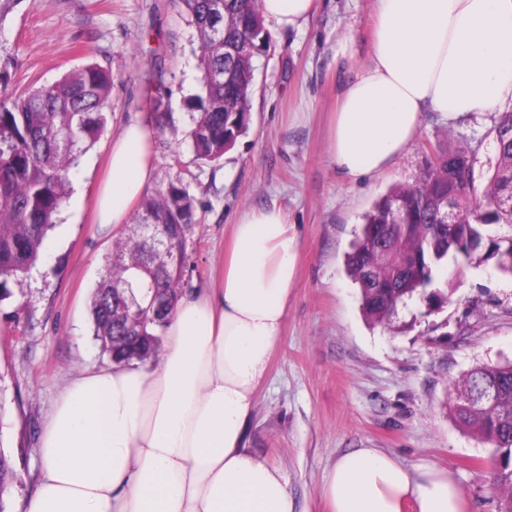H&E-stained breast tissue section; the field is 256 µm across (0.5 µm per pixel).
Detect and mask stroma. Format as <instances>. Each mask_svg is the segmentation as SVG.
<instances>
[{
	"mask_svg": "<svg viewBox=\"0 0 512 512\" xmlns=\"http://www.w3.org/2000/svg\"><path fill=\"white\" fill-rule=\"evenodd\" d=\"M375 0H315L298 29L271 30L254 59L247 132L215 162L198 160L188 133L198 116V35L176 0H20L0 26L9 89L50 84L88 63L112 72V112L70 171L69 194L37 265L0 302V452L19 474L16 499L41 468L43 425L68 383L106 366L89 313L115 230L92 221V196L112 138L132 118L151 127V191L183 183L196 222L197 267L184 291L210 287L230 226L248 209L282 208L299 242L281 336L257 393L251 452L280 467L296 512H329L322 489L336 458L375 448L409 467L445 471L472 512H498L491 445L445 404L473 367L512 360V275L494 263L462 266L447 304L402 309L393 328L367 323L345 254L363 214L392 186L416 183L436 150L493 154L500 113L455 123L423 113L409 148L384 171L351 181L329 155L330 118L350 65L335 60L337 28L352 26L367 58Z\"/></svg>",
	"mask_w": 512,
	"mask_h": 512,
	"instance_id": "1",
	"label": "stroma"
}]
</instances>
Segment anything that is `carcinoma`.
Instances as JSON below:
<instances>
[{"mask_svg":"<svg viewBox=\"0 0 512 512\" xmlns=\"http://www.w3.org/2000/svg\"><path fill=\"white\" fill-rule=\"evenodd\" d=\"M191 17L202 71L200 113L189 133L198 159H221L248 130L253 59L270 44L259 0H177ZM112 72L88 64L29 92L0 96V301L38 262L69 189L70 170L103 132L111 111ZM512 112L490 131L495 162L476 184L474 158L465 150L437 153L415 184L396 186L362 218L345 256L360 291L361 310L374 326L393 327L411 301L428 310L448 301L463 264H481L488 237L512 241ZM457 165L448 168V160ZM459 197L448 223V198ZM196 223L193 200L171 184L143 198L138 223L114 243L91 301L93 335L112 362L132 364L157 355L160 336L182 295L185 274L177 250ZM140 224H161L169 255L159 258ZM481 387L491 396L474 399ZM450 410L467 430L493 446L490 479L500 512H512V361L471 369L454 385ZM18 481L11 458L0 453V492Z\"/></svg>","mask_w":512,"mask_h":512,"instance_id":"carcinoma-1","label":"carcinoma"}]
</instances>
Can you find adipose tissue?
<instances>
[{
  "mask_svg": "<svg viewBox=\"0 0 512 512\" xmlns=\"http://www.w3.org/2000/svg\"><path fill=\"white\" fill-rule=\"evenodd\" d=\"M314 0H259L275 29L301 27ZM512 102V0H377L369 58L343 86L329 153L355 180L412 143L423 112L454 122ZM153 133L138 119L112 140L95 221L119 229L152 180ZM298 238L281 208L231 227L214 287L182 296L152 370L112 364L66 387L40 437L22 512H294L282 470L247 447L249 419L295 284ZM330 512H464L437 468L375 448L334 462Z\"/></svg>",
  "mask_w": 512,
  "mask_h": 512,
  "instance_id": "adipose-tissue-1",
  "label": "adipose tissue"
}]
</instances>
